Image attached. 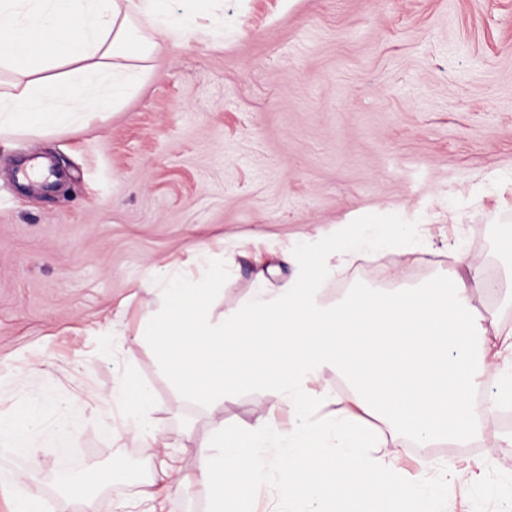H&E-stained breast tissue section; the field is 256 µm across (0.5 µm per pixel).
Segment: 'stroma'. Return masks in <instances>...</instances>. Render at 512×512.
Returning <instances> with one entry per match:
<instances>
[{"mask_svg": "<svg viewBox=\"0 0 512 512\" xmlns=\"http://www.w3.org/2000/svg\"><path fill=\"white\" fill-rule=\"evenodd\" d=\"M185 42L160 49L105 118L38 134L0 132V415L42 401L25 448L0 445V473L28 472L42 512H82L58 474L122 463L133 476L96 493V512H207L192 485L170 496L158 461L192 477L216 425L245 432L272 417L295 428L287 400L248 384L217 398L184 394L143 330L165 306L160 281L208 279L212 321L267 287L332 233L379 229L321 283L320 303L349 288H420L457 270L512 272L498 246L512 225V0H194ZM46 158L57 186L18 184L19 162ZM159 402L160 444L134 437L113 398L127 376ZM71 438L60 445L57 435ZM512 426L486 417L476 450L449 456L401 436L397 463L452 458L459 478L434 512H507ZM279 470L251 493L253 512H309L277 494ZM497 485L499 495L482 487Z\"/></svg>", "mask_w": 512, "mask_h": 512, "instance_id": "stroma-1", "label": "stroma"}]
</instances>
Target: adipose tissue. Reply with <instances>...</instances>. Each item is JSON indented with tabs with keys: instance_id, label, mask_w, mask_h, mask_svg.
Here are the masks:
<instances>
[{
	"instance_id": "ef3b65f1",
	"label": "adipose tissue",
	"mask_w": 512,
	"mask_h": 512,
	"mask_svg": "<svg viewBox=\"0 0 512 512\" xmlns=\"http://www.w3.org/2000/svg\"><path fill=\"white\" fill-rule=\"evenodd\" d=\"M165 0H0V67L18 76L0 91V129L27 126L41 133L87 118L98 98L117 103L137 84L144 65L167 43L189 33ZM66 65L54 75L57 65ZM343 242L313 262L319 278L289 280L259 290L253 305L212 322L205 281L170 282L166 315L150 334L161 339L160 361L186 393L211 397L245 382L265 384L306 417L318 394L307 383L324 369L342 372L351 408L318 426L281 433L262 419L247 432L216 426L195 453L196 483L205 486L210 512H250L253 488L267 479L261 449L282 442L278 493L312 512H431L414 482L396 463L374 456L381 439L364 426L372 412L391 431L426 447L446 441L464 448L481 433L471 398L488 382L499 390L486 406L512 402V326L487 331L474 313L473 294L503 296L480 264L460 254V269L425 288L347 289L335 304H319L322 279L335 276ZM120 398L134 436L158 444L162 433L147 422L157 403L147 386L127 378Z\"/></svg>"
}]
</instances>
